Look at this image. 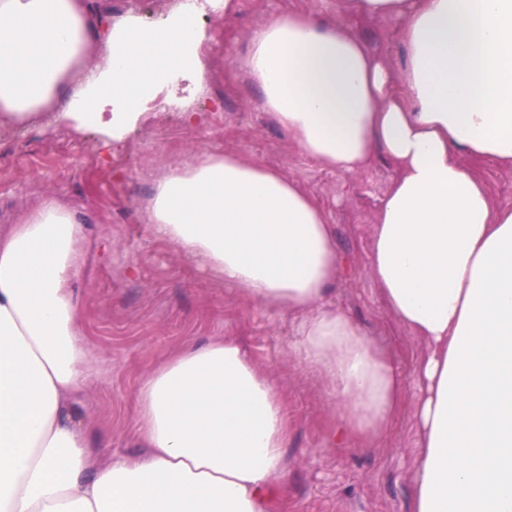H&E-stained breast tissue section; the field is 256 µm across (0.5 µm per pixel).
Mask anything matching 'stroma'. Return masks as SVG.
Returning a JSON list of instances; mask_svg holds the SVG:
<instances>
[{
    "label": "stroma",
    "mask_w": 512,
    "mask_h": 512,
    "mask_svg": "<svg viewBox=\"0 0 512 512\" xmlns=\"http://www.w3.org/2000/svg\"><path fill=\"white\" fill-rule=\"evenodd\" d=\"M346 2L241 0L223 19L200 16L207 36L204 83L180 77L149 98L145 120L123 143L107 146L106 135L92 127L0 133V225L52 195L65 199L87 229L91 246L70 286L82 306L80 332L95 368L80 414L96 455L142 452L134 404L142 379L186 342L227 336L269 372L287 401L291 435L284 512H409L412 409L418 396L414 365L423 346L383 303L368 268L371 226L395 169L380 156L358 174L306 158L237 66L250 31L268 15L293 7L351 26L370 51L400 71L404 50L392 23L351 14ZM92 5L115 22L134 17L157 25L169 15L157 0H92ZM187 108L198 115L191 126L178 117ZM211 150H231L275 167L331 210L343 264L332 303L368 339L390 349L406 379L402 412L380 447L328 446L337 404L292 351L288 313L245 302L152 238L143 215L152 173L173 159Z\"/></svg>",
    "instance_id": "obj_1"
}]
</instances>
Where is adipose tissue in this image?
Listing matches in <instances>:
<instances>
[{
  "instance_id": "adipose-tissue-1",
  "label": "adipose tissue",
  "mask_w": 512,
  "mask_h": 512,
  "mask_svg": "<svg viewBox=\"0 0 512 512\" xmlns=\"http://www.w3.org/2000/svg\"><path fill=\"white\" fill-rule=\"evenodd\" d=\"M354 8L396 23L400 72L352 28L295 12L254 28L240 67L304 156L349 174L379 154L396 168L368 265L425 346L410 512H512V209L474 168L512 161V0ZM203 39L179 8L148 28L87 0H0V127L49 119L122 142L154 88L204 80ZM145 211L152 236L295 317L292 349L339 408L333 447L387 436L405 381L330 306L341 265L324 204L274 169L206 151L169 165ZM85 235L52 197L0 230V512H280L287 410L233 338L188 342L143 379L145 454L90 452L78 404L93 369L69 286Z\"/></svg>"
}]
</instances>
